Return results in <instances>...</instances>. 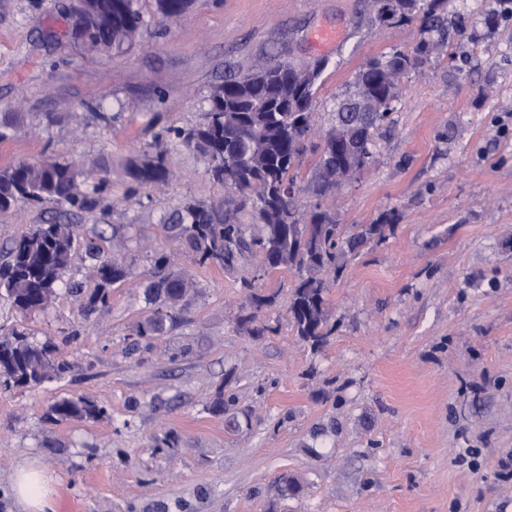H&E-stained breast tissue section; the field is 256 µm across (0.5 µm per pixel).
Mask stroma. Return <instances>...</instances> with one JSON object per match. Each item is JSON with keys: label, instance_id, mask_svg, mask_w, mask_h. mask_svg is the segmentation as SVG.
<instances>
[{"label": "stroma", "instance_id": "35a3bbf8", "mask_svg": "<svg viewBox=\"0 0 512 512\" xmlns=\"http://www.w3.org/2000/svg\"><path fill=\"white\" fill-rule=\"evenodd\" d=\"M69 5L0 0V113H21L0 167L75 157L104 168L113 209L75 222L134 262L88 318V259L44 312L25 318L0 299L1 327L26 323L72 365L36 387L0 388V512H25L12 482L31 465L47 481L43 512H512V20L492 17L491 0H452L463 35L402 78L368 170L335 196L316 199L318 155L302 157L303 204L347 226L401 214L385 243L348 260L327 295L332 332L316 348L287 320L293 273L260 281L275 301L260 315L268 332L254 336L238 324L252 263L229 274L182 254L194 290L164 335L137 336L152 309L151 255L172 246L162 219L188 200L223 205L224 190L184 146L170 154L179 179L161 191L128 195L123 163L163 128L195 125L227 69L260 56L324 60L319 143L356 70L411 49L419 23L371 26L367 0H193L169 27L149 23L130 52L100 58L65 36ZM321 26L343 33L324 53L311 45ZM56 214L52 203L0 214V249ZM220 391L235 399L224 414L212 410ZM64 397L107 413L47 422ZM166 433L171 445L158 447ZM284 474L298 494H278Z\"/></svg>", "mask_w": 512, "mask_h": 512}]
</instances>
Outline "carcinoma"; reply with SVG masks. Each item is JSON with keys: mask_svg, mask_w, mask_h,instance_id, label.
<instances>
[{"mask_svg": "<svg viewBox=\"0 0 512 512\" xmlns=\"http://www.w3.org/2000/svg\"><path fill=\"white\" fill-rule=\"evenodd\" d=\"M450 0H368L371 25L397 28L421 19L420 40L410 51L396 49L363 63L356 71L348 97L336 110L312 178L313 193L330 195L339 184L368 167L358 154L372 157L375 132L391 123L392 104L399 96L401 78L430 56L448 53V44L464 32L461 17L449 14ZM191 0H153L163 21L183 15ZM68 34L74 44L98 56L133 48L145 25L139 0H74L66 13ZM325 62L317 60L300 69L294 80L289 63L259 60L214 85L203 121L189 128L169 126L146 146L132 151L125 162L128 194L165 185L178 177L168 158L170 149L183 145L206 159L213 182L224 188V205L189 200L168 218L177 249L192 261L234 271L247 260L256 263L253 279L241 281L249 291L253 313L241 319L254 336L268 327L256 312L272 301L254 289V281L278 271L297 273L288 305L289 321L300 338L314 346L328 333L326 292L346 269V258L370 243L385 242L398 223L397 210L384 211L374 224H353L346 229L321 205L306 210L297 199L291 171L308 149L314 124L316 84ZM368 98L367 120L348 112V98ZM107 180L77 161H20L0 169V212L20 203H55L71 211L104 213ZM250 210L255 230L249 232L238 214ZM94 261L96 291L82 307L88 317L110 303L109 287L129 271L128 254L103 255L92 239L82 240L77 225L68 222L38 224L13 239L0 262V297L31 315L45 311L55 288L77 256ZM154 281L149 286L156 309L137 324L136 333L153 338L166 333L172 308L191 288L187 275L173 270L171 253L157 251L152 258ZM71 364L56 355L51 342L29 340L27 329H14L0 343V386L39 384L69 372ZM105 407L89 400L62 398L48 419H97Z\"/></svg>", "mask_w": 512, "mask_h": 512, "instance_id": "obj_1", "label": "carcinoma"}]
</instances>
